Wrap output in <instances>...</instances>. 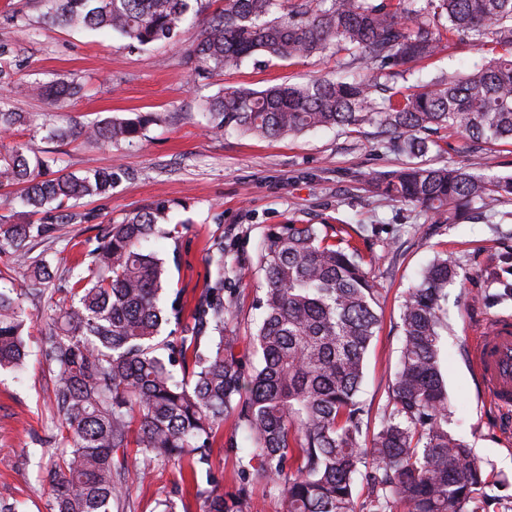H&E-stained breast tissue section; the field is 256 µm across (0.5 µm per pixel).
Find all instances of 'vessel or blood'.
<instances>
[{"mask_svg": "<svg viewBox=\"0 0 512 512\" xmlns=\"http://www.w3.org/2000/svg\"><path fill=\"white\" fill-rule=\"evenodd\" d=\"M483 395L495 406L512 407V318L494 320L470 349Z\"/></svg>", "mask_w": 512, "mask_h": 512, "instance_id": "1", "label": "vessel or blood"}]
</instances>
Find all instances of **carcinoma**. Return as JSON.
Here are the masks:
<instances>
[{
  "instance_id": "obj_1",
  "label": "carcinoma",
  "mask_w": 512,
  "mask_h": 512,
  "mask_svg": "<svg viewBox=\"0 0 512 512\" xmlns=\"http://www.w3.org/2000/svg\"><path fill=\"white\" fill-rule=\"evenodd\" d=\"M287 11L279 13L281 2ZM41 23L110 31L130 47L188 44L190 76L206 79L256 55L290 62L330 49L342 55L336 79L227 89L203 100L216 132L260 139L297 137L319 128L376 124L378 136L408 158L374 183L378 192L423 212L433 224H459L474 205L493 211L512 199V176H477L464 166L421 160L441 149L431 135L451 129L480 143L512 144V0H45ZM204 27L191 33L194 19ZM488 47L469 73L448 72L396 90L384 80L411 71L458 40ZM13 47L0 43V89L16 80ZM58 110L81 92L67 74L29 84ZM159 112L110 117L92 125L46 129L56 141L100 146L131 143ZM28 125L0 105V135ZM54 156L0 144V190L19 187L36 220L0 215V255L26 259L29 244L55 237L61 224L98 215L85 198L107 199L116 169L64 172ZM164 201L100 222L83 243L77 274L50 289L49 263L35 262L20 283L0 289V372L22 369L29 355L28 295L50 292L53 318L38 351L50 368L59 439L49 485L55 512H124L128 476L174 463L192 478L206 473V512H260L250 486L280 491L287 512H485L486 463L448 431L441 340L448 331V255L420 273L400 306L402 343L387 400L371 437L359 398L364 361L380 321L373 262L344 225L331 240L315 224H281L262 237L256 271L264 288L249 363L237 355L233 292H224V236L212 239L204 288L183 320L181 294L168 299L169 264H178L182 228L164 226ZM170 241L164 257L151 240ZM234 415L251 447L238 455L240 483L224 490L212 475L210 448ZM136 447L135 456L128 448ZM365 474L364 500L356 479Z\"/></svg>"
}]
</instances>
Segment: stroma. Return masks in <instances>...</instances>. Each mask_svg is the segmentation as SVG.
Returning a JSON list of instances; mask_svg holds the SVG:
<instances>
[{
	"mask_svg": "<svg viewBox=\"0 0 512 512\" xmlns=\"http://www.w3.org/2000/svg\"><path fill=\"white\" fill-rule=\"evenodd\" d=\"M41 14L40 0H0V42L9 43L21 66L22 80L9 92L11 105L28 113L29 127L15 139L37 152H56L69 172L118 166L119 182L107 199H88L83 210L101 219H122L158 200L171 202V221L184 225L180 262L171 268L168 295L193 300L207 272L206 248L224 238V285L234 291L240 348L258 317L255 308L260 277L240 278L241 266L255 263L257 245L272 224H350L359 227L376 262L372 274L383 296L381 322L367 354L361 396L369 423L386 402L399 356V304L417 282L419 271L436 254L447 253L457 277L448 286V333L442 346L448 388V429L487 464L491 500L486 512H512V432L497 409L482 400L467 361L466 347L493 317H512V200L473 223L430 224L419 210L368 192L369 179L397 168L404 158L365 123L355 129H322L295 138L261 140L228 132L216 135L200 124L197 112L206 97L226 87L262 89L319 77L336 78L339 57L333 53L289 64L265 56L239 69L192 82L184 48L158 42L130 50L118 35L42 26L31 29L8 22L12 11ZM487 49L464 40L419 63L412 76L396 79L399 87L424 84L444 71L466 73L481 65ZM64 73L82 91L66 111L28 95V80L47 81ZM132 112H165L167 124L150 126L138 141L102 148L81 140L66 144L43 140L45 122L90 123ZM448 152L431 151L437 166L466 165L475 173L512 174V145L489 148L455 133ZM93 224L61 225L51 241L30 245L27 263L0 258V274L21 280L28 262L48 260L58 277L67 278L80 245L93 237ZM53 377L39 353L25 370L0 375V485L10 486L20 512H53L49 490V456L58 430L49 400ZM249 447L245 433L226 417L211 447V470L223 488L239 482L237 457L227 444ZM126 512H154L171 497L179 512H205L203 497L186 472L159 465L147 481L129 477Z\"/></svg>",
	"mask_w": 512,
	"mask_h": 512,
	"instance_id": "35a3bbf8",
	"label": "stroma"
}]
</instances>
